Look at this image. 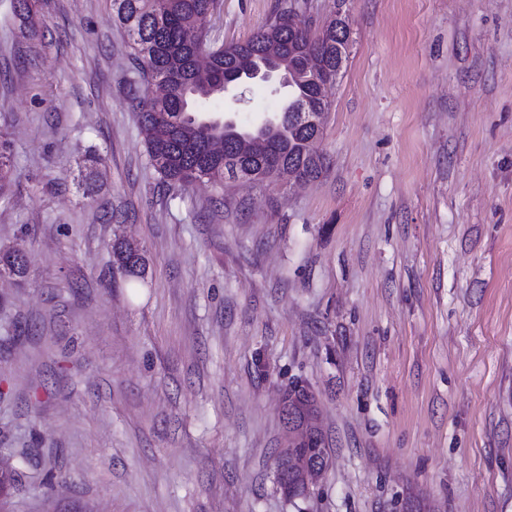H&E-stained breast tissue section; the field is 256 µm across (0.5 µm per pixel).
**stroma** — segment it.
Listing matches in <instances>:
<instances>
[{"label": "stroma", "instance_id": "stroma-1", "mask_svg": "<svg viewBox=\"0 0 512 512\" xmlns=\"http://www.w3.org/2000/svg\"><path fill=\"white\" fill-rule=\"evenodd\" d=\"M291 0H216L246 40ZM341 9L348 58L303 183L163 185L110 0H0V512H512V0ZM243 128L284 97L257 81ZM96 153L99 190L78 185ZM145 253L112 278V243ZM329 464L285 498L282 395ZM299 383L287 389L283 400V412L291 416L292 420L302 427L305 422L316 420L318 406L315 396H308V392L298 390Z\"/></svg>", "mask_w": 512, "mask_h": 512}]
</instances>
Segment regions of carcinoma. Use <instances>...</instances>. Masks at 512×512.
<instances>
[{
  "label": "carcinoma",
  "instance_id": "carcinoma-1",
  "mask_svg": "<svg viewBox=\"0 0 512 512\" xmlns=\"http://www.w3.org/2000/svg\"><path fill=\"white\" fill-rule=\"evenodd\" d=\"M215 0H112L113 20L127 33L134 62L145 82H163L167 93L161 98L145 94L138 112L148 162L167 185L189 189L198 183L224 188V179L247 178L266 181V159L258 153L242 150L245 131L217 125L213 104L224 97L225 84L239 66L252 57L267 56L281 49L288 56L293 82L288 85V103L282 107L277 125L262 132L280 162L278 181L288 175L316 178L326 166V157L316 148L314 132L304 124L303 116L330 107L319 98V84L329 77L335 81L348 56L349 27L336 31V20L328 18L312 30L295 7L277 11L269 23L250 38L222 44L212 43L201 20L213 8ZM205 46L213 51L211 68L199 70L194 62L196 50ZM312 53L320 67L303 68V58ZM224 141V150H212V141ZM112 267L121 277L134 282L144 278L143 254L130 252L125 242L112 244ZM283 411L301 426L317 418L316 397L298 389H287ZM277 470L288 476V484L278 483L286 496L287 485L302 464L317 463L320 471L328 465L329 453L319 428L306 441L293 444L287 452H278Z\"/></svg>",
  "mask_w": 512,
  "mask_h": 512
}]
</instances>
